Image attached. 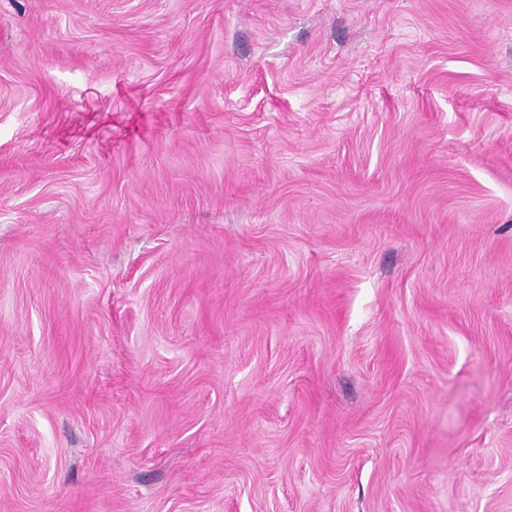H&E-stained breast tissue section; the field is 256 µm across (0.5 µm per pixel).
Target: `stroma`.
I'll return each mask as SVG.
<instances>
[{
  "label": "stroma",
  "instance_id": "obj_1",
  "mask_svg": "<svg viewBox=\"0 0 512 512\" xmlns=\"http://www.w3.org/2000/svg\"><path fill=\"white\" fill-rule=\"evenodd\" d=\"M0 512H512V0H0Z\"/></svg>",
  "mask_w": 512,
  "mask_h": 512
}]
</instances>
